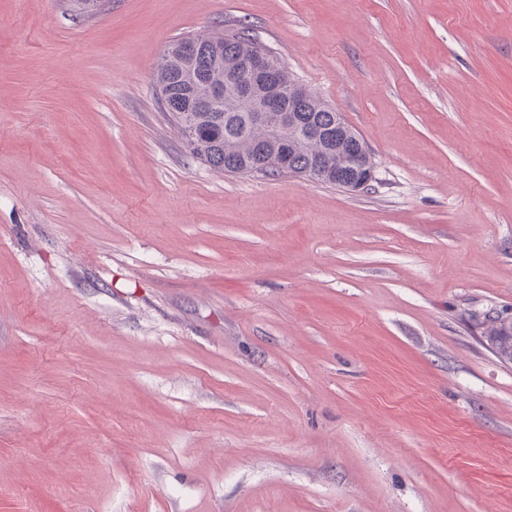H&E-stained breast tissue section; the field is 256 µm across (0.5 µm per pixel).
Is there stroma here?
I'll return each mask as SVG.
<instances>
[{
	"mask_svg": "<svg viewBox=\"0 0 512 512\" xmlns=\"http://www.w3.org/2000/svg\"><path fill=\"white\" fill-rule=\"evenodd\" d=\"M248 25L348 191L191 158L153 66ZM512 0H0V512H512ZM300 112H296L302 117L314 116L316 122L323 126H329L336 122V111L325 104L321 98L313 92V95L303 100L297 105ZM338 141V133L336 132V180L321 182L334 186L338 184L340 187L351 191L369 186L375 179V170L365 144L362 146L360 154L349 155L341 151ZM363 159H366L365 162ZM347 170L353 171V175L342 177Z\"/></svg>",
	"mask_w": 512,
	"mask_h": 512,
	"instance_id": "obj_1",
	"label": "stroma"
}]
</instances>
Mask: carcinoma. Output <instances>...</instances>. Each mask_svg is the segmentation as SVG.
<instances>
[{
  "instance_id": "obj_1",
  "label": "carcinoma",
  "mask_w": 512,
  "mask_h": 512,
  "mask_svg": "<svg viewBox=\"0 0 512 512\" xmlns=\"http://www.w3.org/2000/svg\"><path fill=\"white\" fill-rule=\"evenodd\" d=\"M260 42L245 28L231 35L202 33L172 41L153 70L157 86L168 93V111L181 127L187 151L214 169L240 174L258 145L276 142L288 149V173L303 176L321 151L318 141L278 125L257 121L255 97L244 98L224 84L226 63ZM210 97L206 112L193 111L197 97ZM299 115L328 126L336 111L314 94L297 105Z\"/></svg>"
}]
</instances>
